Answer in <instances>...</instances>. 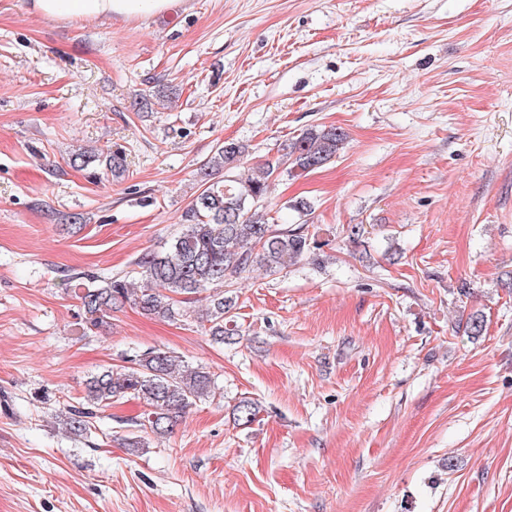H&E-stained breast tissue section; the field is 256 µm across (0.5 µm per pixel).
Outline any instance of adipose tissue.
<instances>
[{"label":"adipose tissue","mask_w":512,"mask_h":512,"mask_svg":"<svg viewBox=\"0 0 512 512\" xmlns=\"http://www.w3.org/2000/svg\"><path fill=\"white\" fill-rule=\"evenodd\" d=\"M174 0H29L32 14L58 23L147 20L166 13Z\"/></svg>","instance_id":"1"}]
</instances>
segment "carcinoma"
<instances>
[{"label": "carcinoma", "mask_w": 512, "mask_h": 512, "mask_svg": "<svg viewBox=\"0 0 512 512\" xmlns=\"http://www.w3.org/2000/svg\"><path fill=\"white\" fill-rule=\"evenodd\" d=\"M346 142L347 134L340 127L307 130L291 144L287 173L302 176L325 166ZM246 154L247 145L226 141L200 166L201 191L182 215L183 228L170 240L165 252L146 254L137 262L143 286L130 288L126 281L115 279L101 288L74 291L87 330L98 328L108 314L131 302L144 314L163 319L194 316L207 323L209 335L222 343L228 335L224 324L231 322L235 306L233 297L224 295L226 277L244 273L255 265L284 269L317 248L301 230L272 229L260 210L269 180L279 173L280 160L265 162L258 175L244 181L215 179L216 171L232 169ZM91 163L116 179L126 171L118 151L90 149L71 155V164L77 168ZM203 292L209 293L204 310L187 307L193 296ZM129 362L120 373L108 368L86 380L83 403L68 406L61 419L66 432L75 436L88 433L96 411L134 397L148 408L145 422L150 431L164 437L196 401L211 393L210 372L182 364L171 352L149 349L131 356ZM256 411L255 402L243 399L234 415L237 420L250 423Z\"/></svg>", "instance_id": "1"}]
</instances>
